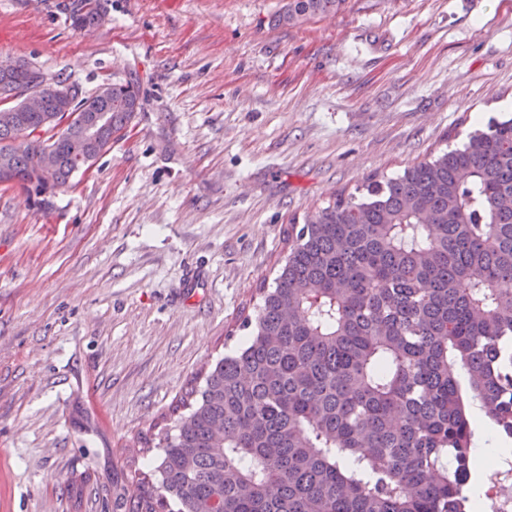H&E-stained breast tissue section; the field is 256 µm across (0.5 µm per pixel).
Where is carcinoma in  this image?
Here are the masks:
<instances>
[{"mask_svg": "<svg viewBox=\"0 0 512 512\" xmlns=\"http://www.w3.org/2000/svg\"><path fill=\"white\" fill-rule=\"evenodd\" d=\"M345 0H288L278 21ZM102 14L73 6L74 25ZM25 59L0 61V171L42 210L140 109V88L106 81L28 113ZM108 108L99 146L77 125ZM33 150L7 155L19 133ZM51 150L52 172L37 156ZM254 333L209 371L162 440L159 486L115 492L120 512H472L476 406L512 438V116L288 227Z\"/></svg>", "mask_w": 512, "mask_h": 512, "instance_id": "carcinoma-1", "label": "carcinoma"}]
</instances>
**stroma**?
<instances>
[{"instance_id":"35a3bbf8","label":"stroma","mask_w":512,"mask_h":512,"mask_svg":"<svg viewBox=\"0 0 512 512\" xmlns=\"http://www.w3.org/2000/svg\"><path fill=\"white\" fill-rule=\"evenodd\" d=\"M0 0V60L142 108L50 211L0 186V512H113L231 353L290 221L512 113V0ZM345 0H288L278 15V22L294 24L304 20L336 12Z\"/></svg>"}]
</instances>
